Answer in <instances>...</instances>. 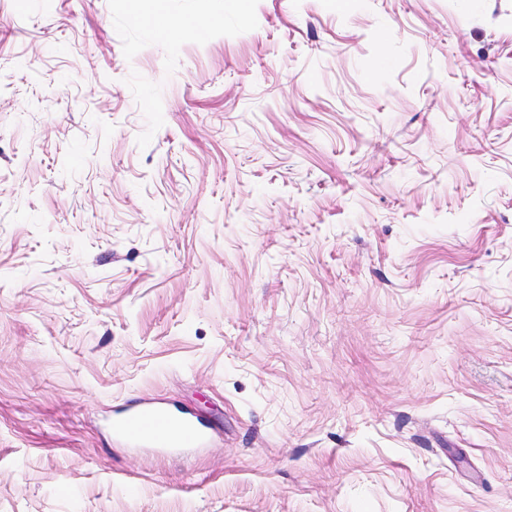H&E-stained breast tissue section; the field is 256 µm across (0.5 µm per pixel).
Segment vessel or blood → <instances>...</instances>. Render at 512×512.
I'll return each instance as SVG.
<instances>
[{"instance_id": "b4317fda", "label": "vessel or blood", "mask_w": 512, "mask_h": 512, "mask_svg": "<svg viewBox=\"0 0 512 512\" xmlns=\"http://www.w3.org/2000/svg\"><path fill=\"white\" fill-rule=\"evenodd\" d=\"M116 428L131 441L146 439L163 447H196L205 436L195 421L149 402L129 407L115 421Z\"/></svg>"}]
</instances>
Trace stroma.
Segmentation results:
<instances>
[{
    "label": "stroma",
    "instance_id": "1",
    "mask_svg": "<svg viewBox=\"0 0 512 512\" xmlns=\"http://www.w3.org/2000/svg\"><path fill=\"white\" fill-rule=\"evenodd\" d=\"M0 512H512V0H0ZM116 428L131 441L146 439L161 447H197L205 436L195 421L186 415L142 402L129 407L115 420Z\"/></svg>",
    "mask_w": 512,
    "mask_h": 512
}]
</instances>
